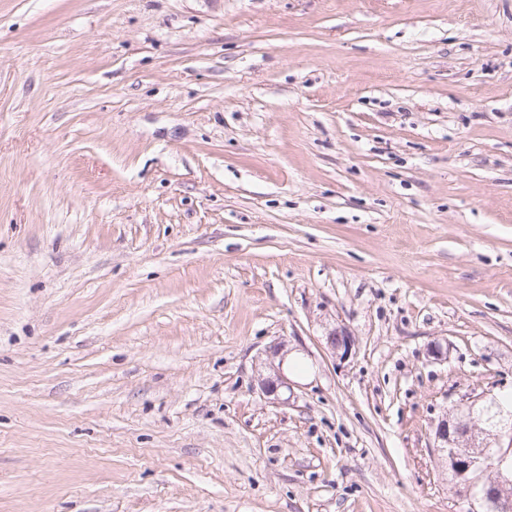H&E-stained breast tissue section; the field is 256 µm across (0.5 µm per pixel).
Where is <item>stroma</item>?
<instances>
[{
  "mask_svg": "<svg viewBox=\"0 0 512 512\" xmlns=\"http://www.w3.org/2000/svg\"><path fill=\"white\" fill-rule=\"evenodd\" d=\"M505 392L512 0H0V512H473ZM283 359L281 358L278 365H273L269 363V366L275 372L274 376H269L261 379L260 390L267 399L272 400L273 402H278L279 398V390L282 387L288 389V378L285 376L282 370ZM475 401L478 400L471 401L465 408L455 405L442 415L433 430V447L440 453L441 467L451 472L457 486L466 492L480 487V496L475 499L481 508L488 504L497 512H511L512 431L492 433L501 427L492 401L478 410L486 429L491 432L471 424L468 413L473 415ZM490 448H495L498 465L490 464ZM509 459L510 466L506 464ZM489 472H493L491 477L486 476Z\"/></svg>",
  "mask_w": 512,
  "mask_h": 512,
  "instance_id": "stroma-1",
  "label": "stroma"
}]
</instances>
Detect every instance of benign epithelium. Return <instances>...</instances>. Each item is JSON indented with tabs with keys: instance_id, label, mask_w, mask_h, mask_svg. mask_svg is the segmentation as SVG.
I'll return each mask as SVG.
<instances>
[{
	"instance_id": "1",
	"label": "benign epithelium",
	"mask_w": 512,
	"mask_h": 512,
	"mask_svg": "<svg viewBox=\"0 0 512 512\" xmlns=\"http://www.w3.org/2000/svg\"><path fill=\"white\" fill-rule=\"evenodd\" d=\"M327 343L333 352L351 353L353 341L344 332H332ZM274 375L261 379L260 390L266 398L276 402L279 390L288 387L282 365L272 366ZM475 402L455 406L445 412L434 428V448L440 453V464L451 472L457 484L465 491L480 488L477 501L480 507L490 505L495 512H512V431L496 433L479 428L468 420ZM495 449L498 464H491L489 449Z\"/></svg>"
}]
</instances>
